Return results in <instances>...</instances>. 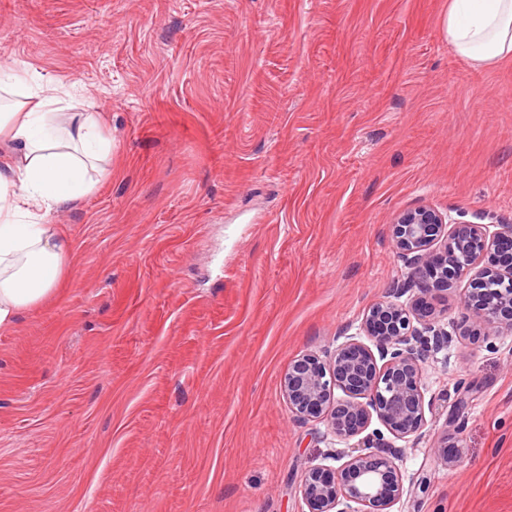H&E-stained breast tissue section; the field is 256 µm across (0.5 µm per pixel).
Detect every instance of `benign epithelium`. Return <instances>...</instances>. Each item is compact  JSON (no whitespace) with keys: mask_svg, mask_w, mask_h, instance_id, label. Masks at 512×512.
Segmentation results:
<instances>
[{"mask_svg":"<svg viewBox=\"0 0 512 512\" xmlns=\"http://www.w3.org/2000/svg\"><path fill=\"white\" fill-rule=\"evenodd\" d=\"M393 242L407 280L388 289L363 316L359 332L320 358L304 355L285 372L282 389L291 411L304 420L326 418L333 435L348 440L377 419L397 439L420 438L426 427L424 366L447 349L452 333L433 300L470 277L459 335L474 341L512 331V224L490 230L465 224L429 206L398 215ZM494 281L498 287L488 290ZM417 295L405 298L410 289ZM346 399H335V390ZM453 467L458 442L436 447ZM402 449L375 431L365 451L336 471L314 466L304 475L308 512H392L403 495Z\"/></svg>","mask_w":512,"mask_h":512,"instance_id":"obj_1","label":"benign epithelium"}]
</instances>
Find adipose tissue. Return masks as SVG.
I'll return each instance as SVG.
<instances>
[{
	"label": "adipose tissue",
	"mask_w": 512,
	"mask_h": 512,
	"mask_svg": "<svg viewBox=\"0 0 512 512\" xmlns=\"http://www.w3.org/2000/svg\"><path fill=\"white\" fill-rule=\"evenodd\" d=\"M444 25L455 54L474 66L512 57V0H448ZM8 82L29 109L0 113L11 147L0 165L1 329L52 298L66 277L71 244L49 217L112 175L88 145L97 113L60 111L56 94L25 89L19 75Z\"/></svg>",
	"instance_id": "obj_1"
}]
</instances>
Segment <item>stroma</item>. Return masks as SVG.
<instances>
[{
  "mask_svg": "<svg viewBox=\"0 0 512 512\" xmlns=\"http://www.w3.org/2000/svg\"><path fill=\"white\" fill-rule=\"evenodd\" d=\"M447 14L0 0V71L101 113L112 164L51 217L58 293L0 329V512H305V471L364 448L297 419L284 372L404 277L399 213L512 224V58L457 56ZM447 355L398 512H512V332Z\"/></svg>",
  "mask_w": 512,
  "mask_h": 512,
  "instance_id": "stroma-1",
  "label": "stroma"
}]
</instances>
